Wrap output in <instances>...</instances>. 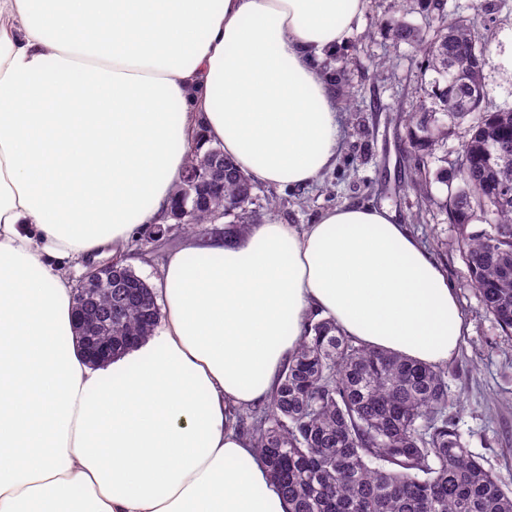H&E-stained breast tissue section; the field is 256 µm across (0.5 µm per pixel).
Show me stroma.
<instances>
[{
  "mask_svg": "<svg viewBox=\"0 0 512 512\" xmlns=\"http://www.w3.org/2000/svg\"><path fill=\"white\" fill-rule=\"evenodd\" d=\"M446 8L489 34L493 56L484 75L490 103L512 106V0H446ZM400 14L420 27L428 23L420 0H367L346 44L320 63L340 106L342 135L335 166L310 185L256 184L247 218L253 224L271 218L300 228L327 210L369 203L389 208L397 223L408 226L445 271L465 317L466 332L447 364L458 429L503 488L512 490V340L482 308L458 249L462 229L440 206L448 185L457 184L456 174H449L444 184L429 181L423 192L414 185L416 153L408 112L423 96L426 78L421 53L395 43L388 30L387 19ZM237 221L231 214L193 229L164 217L163 236H155L151 224L138 231L130 265L152 280L160 261L186 235L220 234Z\"/></svg>",
  "mask_w": 512,
  "mask_h": 512,
  "instance_id": "stroma-1",
  "label": "stroma"
}]
</instances>
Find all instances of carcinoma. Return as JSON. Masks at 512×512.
<instances>
[{"label":"carcinoma","instance_id":"carcinoma-1","mask_svg":"<svg viewBox=\"0 0 512 512\" xmlns=\"http://www.w3.org/2000/svg\"><path fill=\"white\" fill-rule=\"evenodd\" d=\"M438 26L428 35L393 17V40L424 55L431 74V105L412 113L413 147L431 152L448 140V122L436 114L476 115L462 144L460 185L444 200L448 218L465 233L460 249L470 282L502 333L512 336V107L492 108L484 69L490 40L445 9L421 0ZM463 103L448 113V94ZM254 184L224 158V196L192 209L187 224L215 222L241 210ZM153 318L128 308L112 323L113 354L149 336ZM448 372L357 344L330 320L309 318L295 356L263 406L238 414L292 512H512L482 459L467 448L448 414Z\"/></svg>","mask_w":512,"mask_h":512}]
</instances>
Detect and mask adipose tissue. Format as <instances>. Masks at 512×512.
Returning a JSON list of instances; mask_svg holds the SVG:
<instances>
[{
    "label": "adipose tissue",
    "instance_id": "obj_1",
    "mask_svg": "<svg viewBox=\"0 0 512 512\" xmlns=\"http://www.w3.org/2000/svg\"><path fill=\"white\" fill-rule=\"evenodd\" d=\"M366 0H0V512H289L238 412L268 398L311 315L445 366L464 315L388 209L188 237L159 268L163 321L93 366L72 267L126 260L189 157L306 185L336 163L315 62Z\"/></svg>",
    "mask_w": 512,
    "mask_h": 512
}]
</instances>
